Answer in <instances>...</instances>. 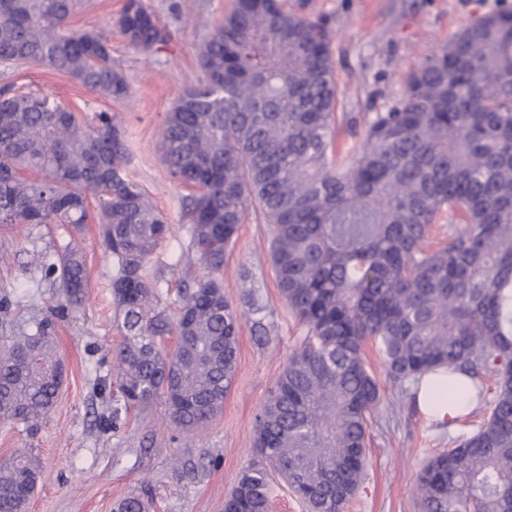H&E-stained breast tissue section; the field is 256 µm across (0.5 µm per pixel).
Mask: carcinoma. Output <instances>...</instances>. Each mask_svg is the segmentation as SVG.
I'll return each instance as SVG.
<instances>
[{
  "label": "carcinoma",
  "instance_id": "1",
  "mask_svg": "<svg viewBox=\"0 0 512 512\" xmlns=\"http://www.w3.org/2000/svg\"><path fill=\"white\" fill-rule=\"evenodd\" d=\"M83 0H0V65L49 67L119 102L130 86L104 33L72 29ZM116 24L142 52L166 45L144 0ZM330 33L280 0H234L200 45L203 74L165 121L170 176L189 197L188 250L206 275L179 291L178 315L158 309L148 264L170 227L125 174L124 128L108 112L83 126L38 92L0 88V227L89 219L88 195L112 254L123 342L112 350L118 399L165 402L190 434L222 407L237 366L238 314L218 278L254 207L271 225L282 298L304 329L256 418L260 462L244 470L239 512H266L273 475L306 512H343L365 467L368 420L382 401L365 354L377 346L387 382L439 367L466 376L490 415L417 477L420 512H512V11L457 32L411 73L403 97L349 146L339 140ZM448 215L460 227L430 243ZM64 308L88 292L85 262L67 245ZM175 333L177 344L161 340ZM52 321L0 344V421L47 414L62 384ZM40 461L18 449L0 461V512H27ZM148 495L113 512H150Z\"/></svg>",
  "mask_w": 512,
  "mask_h": 512
}]
</instances>
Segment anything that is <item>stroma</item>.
Instances as JSON below:
<instances>
[{"label": "stroma", "mask_w": 512, "mask_h": 512, "mask_svg": "<svg viewBox=\"0 0 512 512\" xmlns=\"http://www.w3.org/2000/svg\"><path fill=\"white\" fill-rule=\"evenodd\" d=\"M172 36L167 47L142 52L129 46L115 20L125 0H91L70 24L112 34V61L127 75L128 97L102 99L68 75L44 67L0 71V86L34 90L83 117L112 113L126 131L127 175L147 193L171 226L149 264L150 278L168 316L187 275H202L186 250L189 191L171 178L158 142L168 113L201 76L197 49L224 19L234 0H144ZM288 9L332 32L330 52L338 112L365 122L403 96L409 74L456 32L512 0H282ZM270 226L256 216L241 224L227 254L224 294L242 314L235 381L222 411L202 430L180 434L156 402L122 414L107 427L112 392L111 351L122 341L112 300V256L86 224H27L0 228V336H20L52 320L64 382L57 402L33 424L0 421V458L32 449L44 477L29 512H112L116 501L148 490L153 512H224V501L256 457V417L303 334L277 288L270 259ZM81 248L90 288L77 308L59 311L56 275L48 266L66 243ZM414 385L383 384V398L367 429L366 469L343 512H419L416 478L426 460L476 432L487 417L480 403L455 430L441 429L413 400Z\"/></svg>", "instance_id": "stroma-1"}]
</instances>
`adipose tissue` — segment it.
Wrapping results in <instances>:
<instances>
[{"label": "adipose tissue", "instance_id": "1", "mask_svg": "<svg viewBox=\"0 0 512 512\" xmlns=\"http://www.w3.org/2000/svg\"><path fill=\"white\" fill-rule=\"evenodd\" d=\"M417 403L433 422L450 430L476 407L465 392L449 393L448 374L444 371L423 376L419 383Z\"/></svg>", "mask_w": 512, "mask_h": 512}]
</instances>
